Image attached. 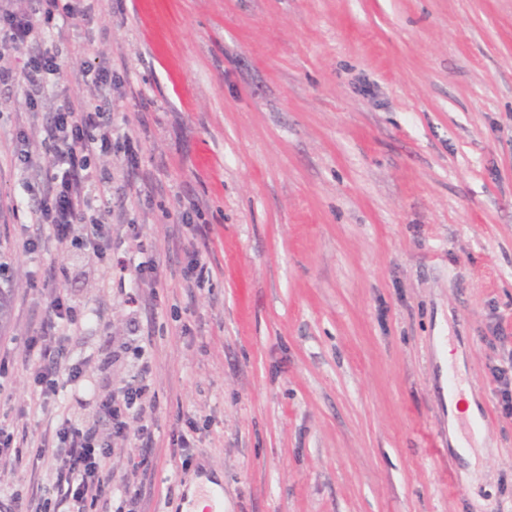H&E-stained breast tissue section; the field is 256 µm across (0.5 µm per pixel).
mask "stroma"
<instances>
[{
  "label": "stroma",
  "mask_w": 512,
  "mask_h": 512,
  "mask_svg": "<svg viewBox=\"0 0 512 512\" xmlns=\"http://www.w3.org/2000/svg\"><path fill=\"white\" fill-rule=\"evenodd\" d=\"M50 25L62 79L29 108L0 84V262L15 274L0 332V421L54 446L59 413L98 422L95 399L152 367L153 467L114 440V483L143 512H182L204 477L223 512H512V417L491 369L512 354V0H93ZM111 66L116 136L136 165L101 158L118 254L135 279L32 223L28 183L57 95ZM26 140H19V133ZM27 151L40 169L17 160ZM198 227L179 223L188 203ZM196 250L212 273L186 287ZM77 300L66 360L80 392L35 406L26 345L56 293ZM509 338H492L495 322ZM480 415L468 457L449 430L446 348ZM193 462L174 461L186 419ZM0 487H52L28 452Z\"/></svg>",
  "instance_id": "1"
}]
</instances>
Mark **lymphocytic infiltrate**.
<instances>
[{
  "label": "lymphocytic infiltrate",
  "instance_id": "f902f5d3",
  "mask_svg": "<svg viewBox=\"0 0 512 512\" xmlns=\"http://www.w3.org/2000/svg\"><path fill=\"white\" fill-rule=\"evenodd\" d=\"M89 10L87 0H43L41 15L0 9V83L21 84L30 106H37L45 78L61 72L57 54L42 51L44 27L54 19H77ZM27 52L21 72L12 68L13 51ZM91 81L100 95L86 102L63 95L56 101L40 137L51 156L46 180L31 191L36 223L48 225L55 242L78 241L104 255L112 249V210L97 207L93 182H107V173L97 172L95 160L112 152V70L101 65ZM84 236H77V227ZM83 313L71 298L56 295L45 320L31 337L27 357L29 378L42 399L58 396L61 388L79 386L84 364H64L63 342L77 328ZM150 366L141 363L137 372L117 391L96 402L102 427L76 424L62 414L56 430L57 443L48 460L65 512H93L99 501L111 499L112 440L126 436L129 423L145 419L153 411L154 391L148 377Z\"/></svg>",
  "mask_w": 512,
  "mask_h": 512
}]
</instances>
